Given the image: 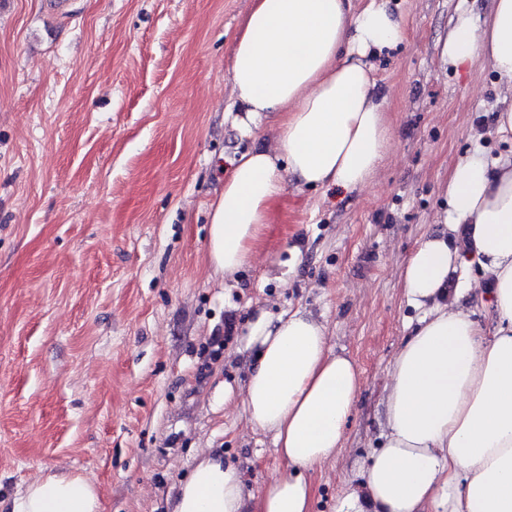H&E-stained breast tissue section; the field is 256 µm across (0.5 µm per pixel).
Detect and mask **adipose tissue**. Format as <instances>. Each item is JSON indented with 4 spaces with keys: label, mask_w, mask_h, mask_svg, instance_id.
I'll use <instances>...</instances> for the list:
<instances>
[{
    "label": "adipose tissue",
    "mask_w": 512,
    "mask_h": 512,
    "mask_svg": "<svg viewBox=\"0 0 512 512\" xmlns=\"http://www.w3.org/2000/svg\"><path fill=\"white\" fill-rule=\"evenodd\" d=\"M405 35L389 0H253L228 70L242 106L234 121L278 133L233 161L211 208L216 276L233 279L253 259L287 179L348 194L370 185L391 151L372 59ZM440 57L457 69L487 65L512 92V0H493L483 17L459 11ZM442 194L440 231L402 269L419 317L384 389L385 441L337 512H512V156L473 148ZM468 297L488 302L491 327ZM243 344L257 358L241 399L247 423L272 433L289 472L250 496L235 467L203 454L173 512H312L310 475L344 444L361 374L328 347L324 323L261 309ZM11 512H99V500L84 477L54 474L30 482Z\"/></svg>",
    "instance_id": "1"
}]
</instances>
